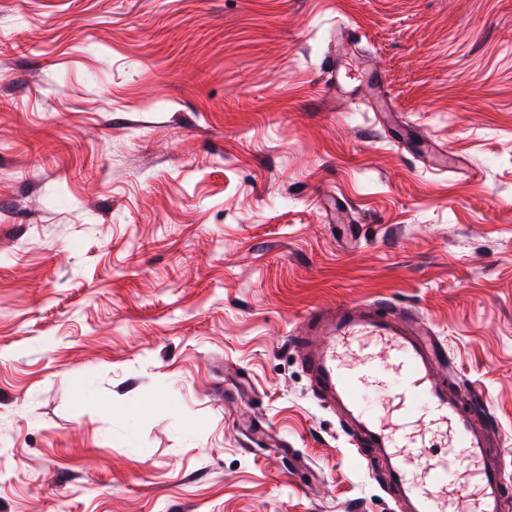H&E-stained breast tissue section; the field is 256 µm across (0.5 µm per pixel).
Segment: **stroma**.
<instances>
[{
    "label": "stroma",
    "instance_id": "stroma-1",
    "mask_svg": "<svg viewBox=\"0 0 512 512\" xmlns=\"http://www.w3.org/2000/svg\"><path fill=\"white\" fill-rule=\"evenodd\" d=\"M380 302L512 497V0H0V512H412L289 342Z\"/></svg>",
    "mask_w": 512,
    "mask_h": 512
}]
</instances>
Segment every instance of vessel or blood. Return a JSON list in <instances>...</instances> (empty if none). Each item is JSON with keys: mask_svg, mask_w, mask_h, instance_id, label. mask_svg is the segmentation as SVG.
I'll list each match as a JSON object with an SVG mask.
<instances>
[{"mask_svg": "<svg viewBox=\"0 0 512 512\" xmlns=\"http://www.w3.org/2000/svg\"><path fill=\"white\" fill-rule=\"evenodd\" d=\"M298 342L319 390L394 460L414 512H446L465 491L468 512H502L499 474L483 458L491 434L449 399L426 324L344 304L307 313Z\"/></svg>", "mask_w": 512, "mask_h": 512, "instance_id": "b4317fda", "label": "vessel or blood"}]
</instances>
